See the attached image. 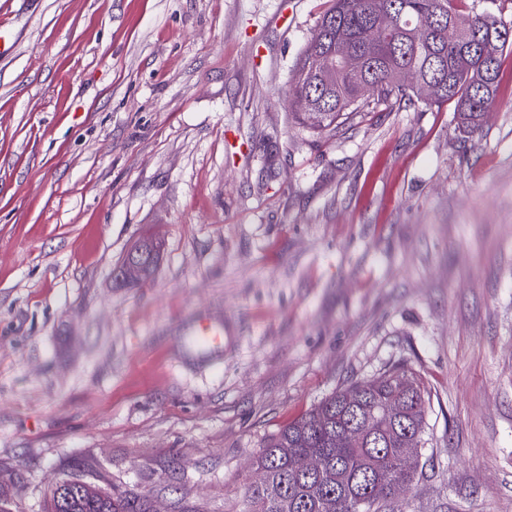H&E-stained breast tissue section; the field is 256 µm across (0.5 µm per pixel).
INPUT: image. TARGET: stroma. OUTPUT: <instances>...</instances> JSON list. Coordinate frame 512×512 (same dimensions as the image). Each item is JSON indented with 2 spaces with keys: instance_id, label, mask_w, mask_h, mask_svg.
<instances>
[{
  "instance_id": "1",
  "label": "stroma",
  "mask_w": 512,
  "mask_h": 512,
  "mask_svg": "<svg viewBox=\"0 0 512 512\" xmlns=\"http://www.w3.org/2000/svg\"><path fill=\"white\" fill-rule=\"evenodd\" d=\"M331 0H0V472L74 465L148 512H243L264 443L404 362L430 392L410 512H512V55L455 105L296 124ZM138 285L113 271L143 237ZM202 312L219 354L189 349ZM148 249L152 254V260L151 262L147 263L143 269V274L141 276V267L140 265L134 261L127 262L126 265L122 268V278L127 282L125 284H128V282L137 281L140 279L141 282L147 281L153 274L155 267L158 263L161 250H162V243L155 240V239H147L144 240L141 244H139L133 251H138L139 249ZM131 251V252H133ZM130 252V253H131Z\"/></svg>"
}]
</instances>
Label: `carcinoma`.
<instances>
[{"mask_svg":"<svg viewBox=\"0 0 512 512\" xmlns=\"http://www.w3.org/2000/svg\"><path fill=\"white\" fill-rule=\"evenodd\" d=\"M457 16L451 0H333L296 66V123L321 134L380 103L452 101L460 132L475 137L497 95L512 24L483 10L471 15L470 30L450 40L448 23ZM486 41L497 45L490 60L481 48ZM402 70L411 82L395 79ZM433 81L442 90L430 98L424 88ZM138 248L153 254L145 282L162 243L147 239ZM429 406L421 377L405 363L333 393L261 449L257 476L245 487L244 512H385L390 504L409 512L405 493L429 478ZM352 428L366 432L365 444L348 441ZM313 458L320 467L311 472ZM51 503L49 512H141L137 497L116 496L105 478L89 480L77 467L56 479Z\"/></svg>","mask_w":512,"mask_h":512,"instance_id":"cac0c4a2","label":"carcinoma"}]
</instances>
